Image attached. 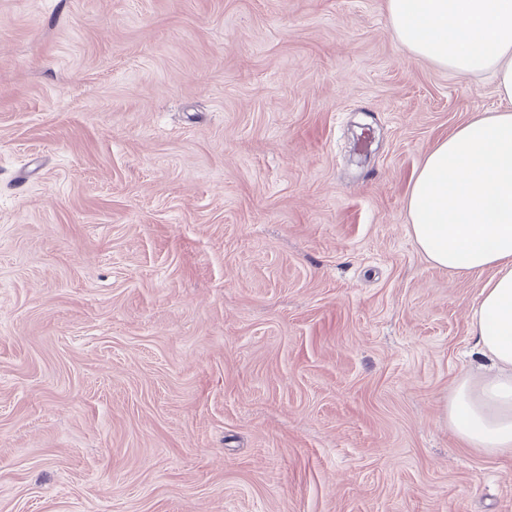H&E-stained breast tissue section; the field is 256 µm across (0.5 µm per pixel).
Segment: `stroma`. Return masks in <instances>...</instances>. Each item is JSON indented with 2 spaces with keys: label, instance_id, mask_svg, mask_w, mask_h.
Returning a JSON list of instances; mask_svg holds the SVG:
<instances>
[{
  "label": "stroma",
  "instance_id": "stroma-1",
  "mask_svg": "<svg viewBox=\"0 0 512 512\" xmlns=\"http://www.w3.org/2000/svg\"><path fill=\"white\" fill-rule=\"evenodd\" d=\"M505 107L384 0H0V512H512L406 210Z\"/></svg>",
  "mask_w": 512,
  "mask_h": 512
}]
</instances>
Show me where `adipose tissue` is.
<instances>
[{
    "label": "adipose tissue",
    "instance_id": "obj_1",
    "mask_svg": "<svg viewBox=\"0 0 512 512\" xmlns=\"http://www.w3.org/2000/svg\"><path fill=\"white\" fill-rule=\"evenodd\" d=\"M386 11L412 55L458 76L492 74L512 102V0H386ZM406 206L435 267L488 275L470 324L491 371L460 375L444 417L466 447L512 455V111L479 115L436 144Z\"/></svg>",
    "mask_w": 512,
    "mask_h": 512
}]
</instances>
